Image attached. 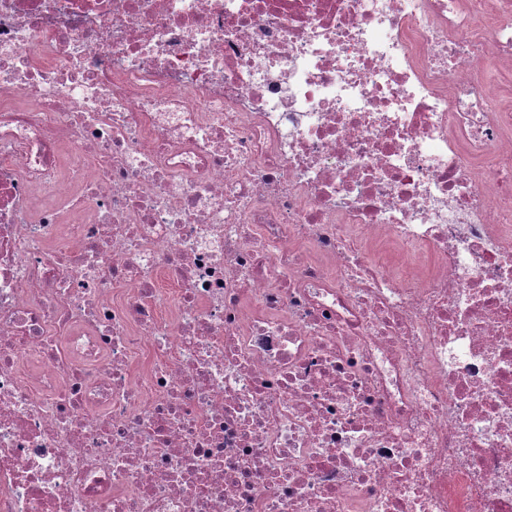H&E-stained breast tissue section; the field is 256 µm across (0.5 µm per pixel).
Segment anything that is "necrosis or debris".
I'll list each match as a JSON object with an SVG mask.
<instances>
[{
  "instance_id": "obj_1",
  "label": "necrosis or debris",
  "mask_w": 512,
  "mask_h": 512,
  "mask_svg": "<svg viewBox=\"0 0 512 512\" xmlns=\"http://www.w3.org/2000/svg\"><path fill=\"white\" fill-rule=\"evenodd\" d=\"M0 512H512V0H0Z\"/></svg>"
}]
</instances>
